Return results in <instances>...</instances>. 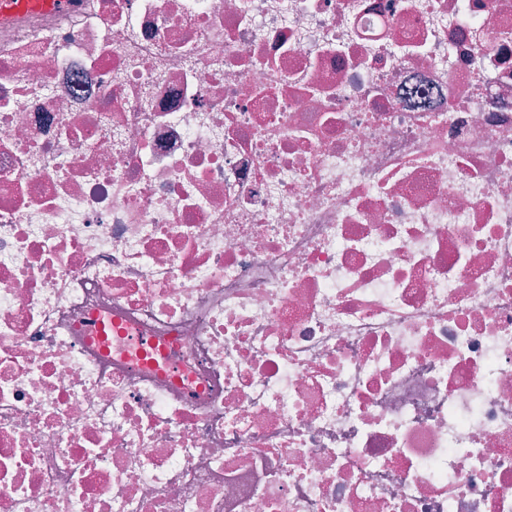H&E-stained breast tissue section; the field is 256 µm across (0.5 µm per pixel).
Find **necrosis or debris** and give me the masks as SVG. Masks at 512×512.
<instances>
[{
    "instance_id": "necrosis-or-debris-1",
    "label": "necrosis or debris",
    "mask_w": 512,
    "mask_h": 512,
    "mask_svg": "<svg viewBox=\"0 0 512 512\" xmlns=\"http://www.w3.org/2000/svg\"><path fill=\"white\" fill-rule=\"evenodd\" d=\"M0 512H512V0L0 23Z\"/></svg>"
}]
</instances>
